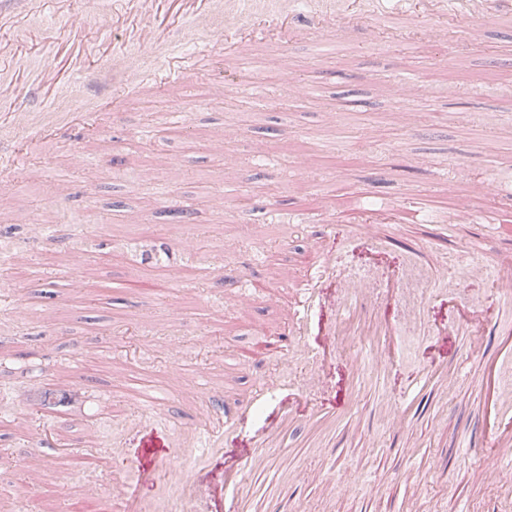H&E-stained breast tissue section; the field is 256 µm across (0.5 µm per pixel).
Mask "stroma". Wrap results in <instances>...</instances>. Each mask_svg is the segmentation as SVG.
<instances>
[{
	"label": "stroma",
	"mask_w": 512,
	"mask_h": 512,
	"mask_svg": "<svg viewBox=\"0 0 512 512\" xmlns=\"http://www.w3.org/2000/svg\"><path fill=\"white\" fill-rule=\"evenodd\" d=\"M368 1L378 10L404 5L412 17L369 46L344 20ZM447 5L430 32L419 13L432 0H342L324 27L284 16L265 29L225 25L221 0L190 15L174 0H0V179L13 182L0 190V228L18 255L0 270V336L16 338L0 352V450L11 462L0 470V512L29 501L35 512H58L59 476L68 472L73 512H102L101 501L82 499L87 487L110 498L112 512L179 494L154 471L183 434L222 429L217 414H201L205 389L228 402L257 384L303 389L312 365L286 351L300 341L330 354L310 399L332 407L350 395L353 411L332 436L289 430L267 449L259 485L299 512H401L410 491L418 512L489 508L506 497L488 472L460 464L466 444L487 434V372L512 385V308L493 279L465 278L463 292L481 311L446 336L431 327L460 314L448 289H435L416 323L389 307L401 322L397 352L367 365L354 395L348 365L365 353V338L331 339L317 323L292 320L297 286L324 253L338 277L361 274L375 285L406 260L408 243L419 246L421 264L452 275L470 246L489 263L512 252V209L500 208L512 196V0H486L492 27L466 21L467 0ZM77 11L84 23L74 28L68 18ZM146 29L157 34L151 53L139 45ZM329 39L350 53L320 54ZM275 49V68L238 66ZM414 72L427 101L398 102L395 76ZM174 110L185 127L162 123ZM233 119L238 141L224 138ZM77 155L88 165L73 168ZM493 158L496 188L487 185ZM371 185L394 211H353V196ZM255 190L271 213L251 209ZM417 197L448 214L454 238L411 216ZM183 201L199 241L192 253L170 230ZM471 207L500 211L499 224L470 218ZM62 213L73 223L59 222ZM367 220L399 244L375 249L349 237L350 225ZM254 248L267 291L242 313L238 279L218 272ZM73 276L80 292L66 286ZM121 325L131 342L112 336ZM445 360L454 384L431 389L403 430H388L381 410ZM58 382L72 400L51 411L43 438L11 397ZM150 388L168 392L167 426L129 425L135 390ZM223 468L219 457L203 464L197 512H218Z\"/></svg>",
	"instance_id": "stroma-1"
}]
</instances>
